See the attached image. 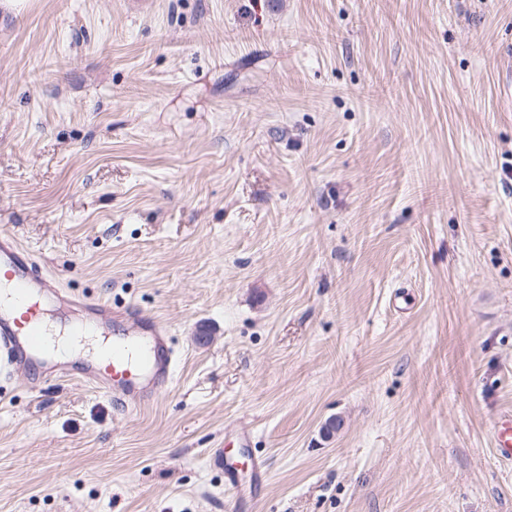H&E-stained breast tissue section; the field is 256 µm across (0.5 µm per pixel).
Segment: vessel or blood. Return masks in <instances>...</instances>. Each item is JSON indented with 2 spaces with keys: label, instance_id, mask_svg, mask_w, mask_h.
<instances>
[{
  "label": "vessel or blood",
  "instance_id": "vessel-or-blood-1",
  "mask_svg": "<svg viewBox=\"0 0 512 512\" xmlns=\"http://www.w3.org/2000/svg\"><path fill=\"white\" fill-rule=\"evenodd\" d=\"M51 280L35 257L7 234H0V367L27 360H62L60 338L45 321ZM85 316L68 325L70 336L99 333L107 318L128 323L131 335L104 340L95 363L75 374L104 392L119 391L126 410L139 409L166 390L176 368V352L164 324L140 311L117 310L104 300H85ZM496 456L512 460V411L494 424Z\"/></svg>",
  "mask_w": 512,
  "mask_h": 512
}]
</instances>
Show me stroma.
<instances>
[{"label":"stroma","mask_w":512,"mask_h":512,"mask_svg":"<svg viewBox=\"0 0 512 512\" xmlns=\"http://www.w3.org/2000/svg\"><path fill=\"white\" fill-rule=\"evenodd\" d=\"M150 2L0 0V231L178 355L0 371V512H512V0ZM87 313L68 325V334L81 338L99 331L112 320L125 321L134 328L131 336L103 339L95 364L73 369L81 377L106 393L119 390L122 406L128 411L139 409L146 401L166 390L176 368V352L170 345L167 329L160 319L134 309L117 310L104 300L78 301ZM493 446L498 458L512 460V411L502 412L495 420Z\"/></svg>","instance_id":"stroma-1"}]
</instances>
